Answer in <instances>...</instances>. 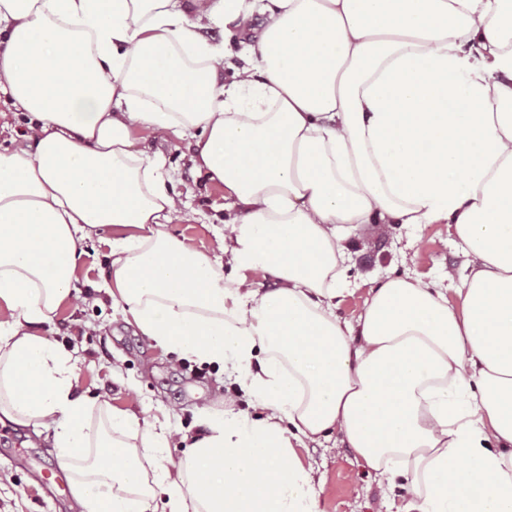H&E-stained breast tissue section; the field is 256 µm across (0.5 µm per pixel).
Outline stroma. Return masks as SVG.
I'll return each mask as SVG.
<instances>
[{
    "mask_svg": "<svg viewBox=\"0 0 512 512\" xmlns=\"http://www.w3.org/2000/svg\"><path fill=\"white\" fill-rule=\"evenodd\" d=\"M135 150L160 157L176 193L193 212L192 221L173 220L165 230L209 255H217L227 213L224 190L210 187L189 163L186 141L166 131H136ZM112 228L97 229L82 244L79 260L81 300L64 304L53 322L37 333L46 343L79 357L75 390L90 403L89 426L98 429L106 408L137 417L151 415L183 433H205L208 418L223 412L233 397L234 412L252 419L262 411L222 368L196 361L152 343L105 294ZM342 245L350 266V289L336 310L341 322H355L376 280L408 276L428 284L463 272L466 258L444 224L366 225ZM295 451L311 468L318 512H397L408 493L387 475L370 469L338 430L305 437ZM0 512H79L70 474L56 449L34 426L0 425Z\"/></svg>",
    "mask_w": 512,
    "mask_h": 512,
    "instance_id": "1",
    "label": "stroma"
}]
</instances>
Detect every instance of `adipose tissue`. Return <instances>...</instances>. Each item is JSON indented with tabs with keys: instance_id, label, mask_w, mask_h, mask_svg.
Here are the masks:
<instances>
[{
	"instance_id": "ef3b65f1",
	"label": "adipose tissue",
	"mask_w": 512,
	"mask_h": 512,
	"mask_svg": "<svg viewBox=\"0 0 512 512\" xmlns=\"http://www.w3.org/2000/svg\"><path fill=\"white\" fill-rule=\"evenodd\" d=\"M213 23L249 42L228 82ZM0 92L24 139L0 150V423L52 428L82 512H316L295 444L336 429L402 480L401 512H512V0H0ZM139 128L193 139L223 186L232 282L165 231ZM362 224L448 225L466 271L386 277L342 324ZM104 226L125 318L266 411L181 436L156 479L170 428L113 410L90 435L76 359L35 333Z\"/></svg>"
}]
</instances>
